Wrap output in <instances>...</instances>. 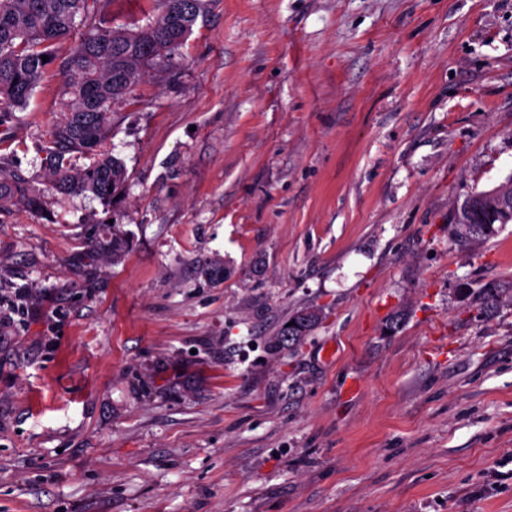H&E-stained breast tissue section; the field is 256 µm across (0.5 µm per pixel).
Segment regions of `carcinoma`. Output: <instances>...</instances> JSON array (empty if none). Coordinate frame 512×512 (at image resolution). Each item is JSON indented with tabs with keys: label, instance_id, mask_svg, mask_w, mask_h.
Returning <instances> with one entry per match:
<instances>
[{
	"label": "carcinoma",
	"instance_id": "cac0c4a2",
	"mask_svg": "<svg viewBox=\"0 0 512 512\" xmlns=\"http://www.w3.org/2000/svg\"><path fill=\"white\" fill-rule=\"evenodd\" d=\"M113 0H0V118L26 106L50 67L62 78L60 108L41 151L40 180L65 195L110 202L125 186L127 171L108 139L114 108L129 100L149 69L169 66L210 0H153L155 10L134 29L117 27ZM48 56L43 61L42 56ZM86 158L87 164H79ZM43 191L0 166V211L42 210ZM318 323L309 322L295 348Z\"/></svg>",
	"mask_w": 512,
	"mask_h": 512
}]
</instances>
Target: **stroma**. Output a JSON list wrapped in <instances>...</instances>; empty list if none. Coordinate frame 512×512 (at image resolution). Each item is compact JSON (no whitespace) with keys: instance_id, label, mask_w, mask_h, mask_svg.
<instances>
[{"instance_id":"stroma-1","label":"stroma","mask_w":512,"mask_h":512,"mask_svg":"<svg viewBox=\"0 0 512 512\" xmlns=\"http://www.w3.org/2000/svg\"><path fill=\"white\" fill-rule=\"evenodd\" d=\"M110 144L117 200L0 213V512H512V223H453L512 176V0H212ZM308 308H304V309H301V310H298L296 311L286 322L285 324L280 328L276 338H275V347L277 349H284L286 347H288L289 349L291 348H296L303 340L306 336H308L317 326L320 322H314V321H311L309 322L305 328H304V331H300V332H296L297 335V338L295 340V342L292 344H286L285 343V336H288V332L291 333V331L289 330V322L291 321H295L297 318H298V315L300 312L306 310Z\"/></svg>"}]
</instances>
